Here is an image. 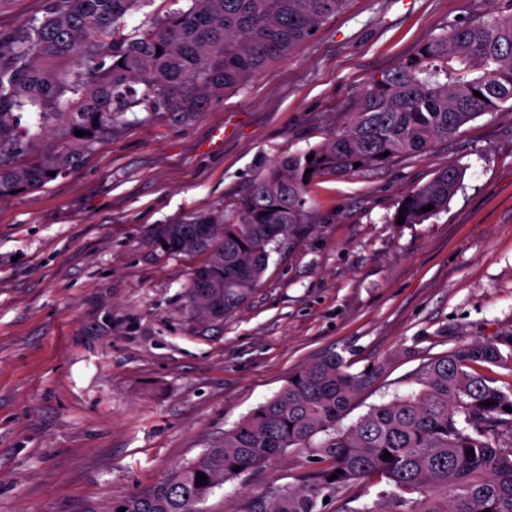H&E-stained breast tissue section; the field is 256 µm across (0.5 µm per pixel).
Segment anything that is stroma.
Returning a JSON list of instances; mask_svg holds the SVG:
<instances>
[{
    "instance_id": "35a3bbf8",
    "label": "stroma",
    "mask_w": 512,
    "mask_h": 512,
    "mask_svg": "<svg viewBox=\"0 0 512 512\" xmlns=\"http://www.w3.org/2000/svg\"><path fill=\"white\" fill-rule=\"evenodd\" d=\"M507 0H347L287 60L191 125L127 123L75 170L0 200V512H88L153 487L329 351L384 365L343 419L415 390L424 354L512 332V105L427 151L309 187L308 233L224 320L186 287L199 255L158 225L228 204L264 165L347 127L353 103L458 20ZM450 164L447 211L393 223ZM311 450L246 471L199 512H246L296 484Z\"/></svg>"
}]
</instances>
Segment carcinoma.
Listing matches in <instances>:
<instances>
[{"label": "carcinoma", "mask_w": 512, "mask_h": 512, "mask_svg": "<svg viewBox=\"0 0 512 512\" xmlns=\"http://www.w3.org/2000/svg\"><path fill=\"white\" fill-rule=\"evenodd\" d=\"M152 2L48 0L42 17L0 36V199L79 167L129 112L191 124L269 63L288 58L346 0H171L182 6L127 28L128 14ZM509 100L512 7L427 42L355 100L347 129L264 168L232 203L160 226L153 243L164 255L204 256V282L191 278L187 298L195 315L220 320L250 299L272 254L307 232L308 188L322 173L351 174L420 154ZM463 178L459 166L445 167L402 197L392 221L418 224L447 210ZM511 362L512 332L428 357L418 391L369 407L343 429L339 422L384 366L352 373L341 354L329 352L197 461L99 512H197L237 476L233 468L259 467L290 448L314 449L322 466L303 472L296 486L254 498L248 512H323L326 498L358 500L359 486L371 498L344 512H512V411L504 410L512 408V384L502 389L481 372ZM321 433L326 438L313 443ZM199 472L206 480L198 483Z\"/></svg>", "instance_id": "obj_1"}]
</instances>
